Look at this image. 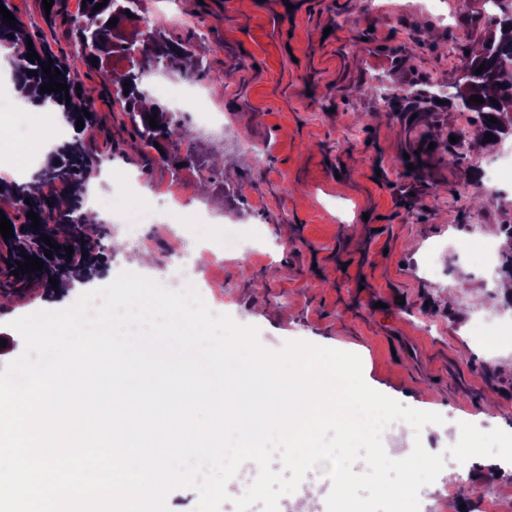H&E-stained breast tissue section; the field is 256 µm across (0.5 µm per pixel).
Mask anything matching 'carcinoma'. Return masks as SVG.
I'll return each mask as SVG.
<instances>
[{
  "mask_svg": "<svg viewBox=\"0 0 512 512\" xmlns=\"http://www.w3.org/2000/svg\"><path fill=\"white\" fill-rule=\"evenodd\" d=\"M103 0H93L82 7L81 13L73 20L71 37L75 42V52L66 63L69 74L76 78L82 68L92 67V58H98V68L106 77L108 90L112 97L118 99L122 105V112L128 118L135 141L143 148L155 149L160 146L164 153L158 154L159 159L172 165L190 161L193 153H186L185 157L169 155L167 144L175 139L194 140L191 130L186 127L184 118L176 117L175 113L168 111L163 106H157V127L151 128L148 124L149 112L143 107L146 96L141 90L142 81L146 73L160 70L169 77H186L189 72L202 70V59L193 57L187 44L177 38L165 28L152 26L145 27L136 38H127L122 26L128 20V14L134 18H140L142 12V0H108L106 5L99 10H93L97 3ZM499 9L498 16L492 21L499 27V39L493 41L490 52L480 51V54L472 61L471 69L465 81L471 86L465 88L462 83L454 84V97L464 95V91L471 95H479L484 99L481 105L468 104L461 100L463 107L478 114L485 130L497 138L503 134L506 126L512 127V119L503 120L502 104L512 106V68L505 67L504 60L512 56V3L507 0H495ZM118 19L117 26L109 27L110 19ZM121 56L128 60V65L121 71L110 69L112 57ZM486 65L483 73L476 70L480 65ZM12 65L15 80L28 77V72L35 71L41 76L43 84H49V78L42 72L40 62L34 63L26 60V55L15 54L12 57ZM129 86H123L124 82ZM497 100L494 106L491 100ZM497 122H490L491 118ZM72 175V169L68 166L48 163L42 166L35 178L40 182L68 179ZM10 194L14 195L20 208L25 211H33L39 215L40 228L35 230L31 225L23 226L15 232V243L11 244L14 258L24 261L23 255L31 257L41 256L46 244L42 236L46 235L52 240L62 238L66 241H84L85 250L91 254L100 248V236L104 227L100 224H89L82 213L81 206L76 205L66 211L56 206H50L31 192L29 186L13 183L8 187ZM30 203H25V199ZM75 267L60 261L54 266H44L43 270H35L33 274L47 281L51 278L62 283L69 279Z\"/></svg>",
  "mask_w": 512,
  "mask_h": 512,
  "instance_id": "1",
  "label": "carcinoma"
}]
</instances>
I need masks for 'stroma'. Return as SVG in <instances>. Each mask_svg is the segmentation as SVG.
<instances>
[{
	"label": "stroma",
	"instance_id": "obj_1",
	"mask_svg": "<svg viewBox=\"0 0 512 512\" xmlns=\"http://www.w3.org/2000/svg\"><path fill=\"white\" fill-rule=\"evenodd\" d=\"M145 0V19L190 43L209 65L202 88L236 67L212 99L224 130L200 132L197 153L210 171L202 204L207 225L156 231L149 251L159 267L180 240L224 236L223 254L206 265L213 299L236 324L258 329L260 343L287 342L352 352L372 389L404 406H426L442 423L414 432L388 425L387 448L422 443L444 457L437 479L419 491V512L463 504L512 483V338L472 333L476 315L512 301L496 295L462 250L471 236L495 242L512 231V190L489 196L479 173L500 142L477 138L476 113L437 103L469 67L470 51L495 29L484 0ZM23 36L74 52L70 19L80 0H7ZM101 71L79 81L97 116L80 137L113 173L141 179L144 193L179 191L190 204L195 168L171 175L144 166L119 104L105 95ZM224 162L213 160L215 144ZM258 234L250 256L233 240ZM113 225L84 285L49 290L31 278L0 286V333L11 336L0 369L20 357L12 321L64 310L85 287L130 271L136 251L116 249ZM457 478L449 487V478Z\"/></svg>",
	"mask_w": 512,
	"mask_h": 512
}]
</instances>
